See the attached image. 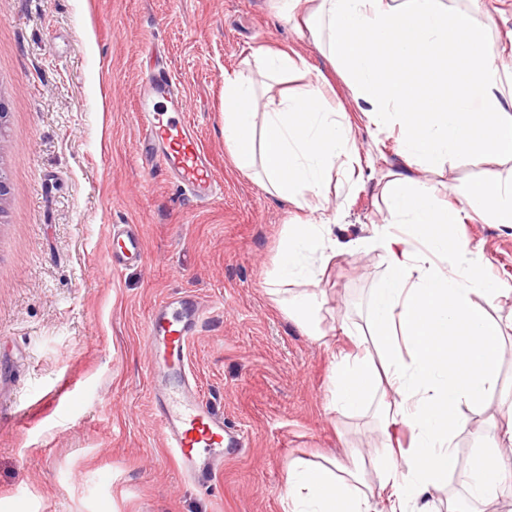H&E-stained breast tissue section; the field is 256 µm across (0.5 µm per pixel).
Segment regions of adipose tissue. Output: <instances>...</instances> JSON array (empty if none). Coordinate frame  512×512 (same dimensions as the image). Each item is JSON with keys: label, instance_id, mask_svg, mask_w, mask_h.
<instances>
[{"label": "adipose tissue", "instance_id": "1", "mask_svg": "<svg viewBox=\"0 0 512 512\" xmlns=\"http://www.w3.org/2000/svg\"><path fill=\"white\" fill-rule=\"evenodd\" d=\"M313 44L339 66L360 117L377 135L396 134L404 167L385 177L382 222L363 249H378L386 275L369 301L370 337L357 346L375 353L337 359L331 404L354 415L372 409L381 432L402 425L409 448L383 441L381 461L367 472L331 458L294 459L288 468L285 512H414L422 497L448 486L457 468L454 439L468 425L463 409L480 405L499 385L506 334L488 312L512 289L488 279L456 227L464 221L512 227V177L473 184L461 205L440 198L432 174L449 156L474 162L512 161V80L475 26L472 15L446 0H281ZM261 72L224 75V142L243 174L270 194L306 211L285 225L269 273L271 294L292 286L289 318L323 341L322 300L311 289L338 250L324 203L334 173L361 182L365 159L344 109L325 95L317 75L297 91L259 99L261 75L280 82L305 69L295 52L260 48ZM506 421L479 432V448L462 485L472 505L490 504L512 475V401Z\"/></svg>", "mask_w": 512, "mask_h": 512}]
</instances>
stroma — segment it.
<instances>
[{
    "label": "stroma",
    "instance_id": "1",
    "mask_svg": "<svg viewBox=\"0 0 512 512\" xmlns=\"http://www.w3.org/2000/svg\"><path fill=\"white\" fill-rule=\"evenodd\" d=\"M476 19L498 64L512 68V0ZM260 47H285L323 71L350 118L372 174L334 176L330 206L341 251L317 285L321 344L267 292L280 232L294 206L233 165L224 144V74L253 70ZM179 80L189 118L223 193L195 202L162 162L139 155L137 104L156 67ZM340 72L283 18L276 0H0V512H284L298 457L372 448L371 413L329 407L335 358L353 353L342 324L365 325L386 265L360 250L385 207L379 184L399 166L376 145ZM507 163L449 158L435 182L455 203ZM141 228L144 266L113 271L112 225ZM458 232L486 274L512 287V227L470 221ZM182 294L210 310L188 349L200 396L247 434L213 482L189 483L155 422V353L146 321ZM512 393V345L500 384L456 439L460 468L471 432L501 421Z\"/></svg>",
    "mask_w": 512,
    "mask_h": 512
}]
</instances>
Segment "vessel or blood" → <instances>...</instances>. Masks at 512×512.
<instances>
[{
    "label": "vessel or blood",
    "mask_w": 512,
    "mask_h": 512,
    "mask_svg": "<svg viewBox=\"0 0 512 512\" xmlns=\"http://www.w3.org/2000/svg\"><path fill=\"white\" fill-rule=\"evenodd\" d=\"M187 105L181 88L166 70L150 76L140 100L139 117L144 127L140 150L146 159H159L185 194L208 202L221 191L213 161L186 118ZM113 268L126 269L144 262V242L137 225L112 227ZM204 312L200 305L171 297L159 302L147 324V337L176 379L158 402L162 434L184 477H214L224 467L225 449L240 448L243 438L229 437L222 415L196 397L187 382L190 342Z\"/></svg>",
    "instance_id": "obj_1"
}]
</instances>
